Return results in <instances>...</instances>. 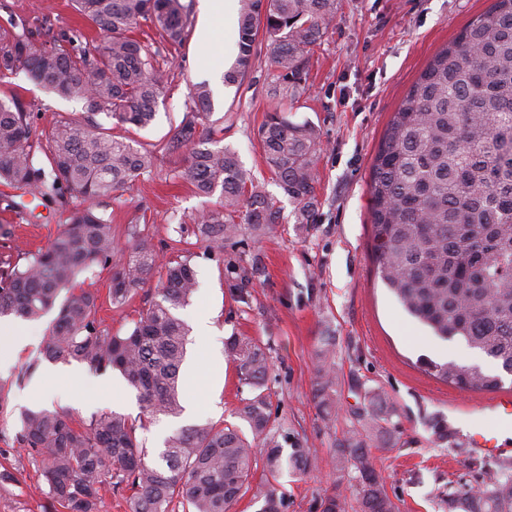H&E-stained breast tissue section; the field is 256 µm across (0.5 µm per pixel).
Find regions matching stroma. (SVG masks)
Segmentation results:
<instances>
[{"instance_id": "1", "label": "stroma", "mask_w": 512, "mask_h": 512, "mask_svg": "<svg viewBox=\"0 0 512 512\" xmlns=\"http://www.w3.org/2000/svg\"><path fill=\"white\" fill-rule=\"evenodd\" d=\"M490 5L491 0H338L335 20L307 55L306 91L290 104V120L311 124L322 141L314 222L307 229H297L295 206L268 172L257 136L275 106L266 94L271 67L265 36L256 40L245 78L211 99L210 126L223 129L225 145L262 184L281 220L260 243L224 246L225 259L261 257L249 303L238 302L223 261L194 258L198 285L180 316L191 325L198 313H207L215 333L207 339L190 336L180 373H195L196 381L181 383L180 401L189 404L200 399L203 389H211L199 421L235 422L250 391L240 387L236 367L224 355V340L236 333L264 344L272 364L267 387L274 428L287 434L288 447L309 449L317 463L304 474L289 469L281 474L287 512H322L324 496L335 490L355 503L354 470L333 469L332 460L339 442L354 430L355 413L371 389L383 393L398 411L392 440L373 441L371 456L399 512H448L449 493L479 487L488 469L512 466V438L502 439L499 457L466 443L472 432L499 436L503 423L488 406L498 393L512 394V377L505 378L498 393L462 391L419 368L422 356L437 361L449 356L479 366L486 359L465 345L435 339L381 281L373 261L369 194L373 159L393 113L430 58ZM13 17L46 19L56 30L79 22L70 0H0V26ZM199 17V11H192L189 35L180 45L161 40L150 22H142L137 36L156 53L168 78L167 93L147 128L103 122L107 133L127 136L142 149L159 153L152 177L120 191L110 206L114 235L126 241L128 225H139L166 253L179 237L180 218L213 207L215 200L197 194L182 178L186 150L165 153L160 146L189 109L191 90L206 80L209 62L198 52L201 39L222 48L227 63H234L238 54V18L206 31ZM0 98L15 99L39 131L62 121L81 124L87 117L82 101L47 93L23 74L0 78ZM65 218L51 203L39 205L35 216L26 215L14 208L12 189L0 185V269L23 263L26 250L45 246ZM84 277L98 291L99 319L115 333L132 327L156 286L148 281L125 305L115 307L107 272L96 268ZM53 319L49 313L20 321L31 343L0 373V385L9 391L7 409L0 411V512H49V500L38 488L40 464L16 439L18 415L25 408L20 401L25 385L17 376L38 357ZM328 335L336 339V415L330 420L313 399L316 352ZM127 395L124 402L107 396L86 406L56 399L48 406L65 408L80 420L104 411L137 418V393L131 389ZM439 422L447 426V437H439Z\"/></svg>"}]
</instances>
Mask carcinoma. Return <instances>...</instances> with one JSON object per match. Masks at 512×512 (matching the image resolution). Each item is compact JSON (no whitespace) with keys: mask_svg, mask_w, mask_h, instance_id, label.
<instances>
[{"mask_svg":"<svg viewBox=\"0 0 512 512\" xmlns=\"http://www.w3.org/2000/svg\"><path fill=\"white\" fill-rule=\"evenodd\" d=\"M337 0H241L238 56L224 82L249 70L259 32L270 46L271 98L302 95L306 55L336 18ZM76 11L100 34L88 42L82 30L62 29L46 46L51 28L13 20L0 27V75L27 73L45 91L84 102L83 126L60 123L35 133L29 114L0 99V184L69 210L49 245L29 252L25 265L0 272V318L34 319L63 298L41 350L48 360H75L94 372L119 371L143 403L135 420L101 412L78 421L65 410H24L18 440L34 452L52 505L67 512H102L105 495L126 491L127 512H230L262 465L259 512H285L278 488L284 469L314 467L307 448L282 447L272 421L266 385L267 348L248 336L226 338L227 357L250 389L238 418L249 428L222 422L194 423L168 436L149 457L138 431L161 417L181 414L180 369L188 326L178 316L197 281L194 253L160 256L149 234L134 224L122 245L112 218L101 210L112 193L149 177L158 155L126 138L109 135L95 116L146 127L163 96L159 62L131 33L149 20L160 36L182 44L190 5L183 0H73ZM165 150L184 148L182 176L198 194L218 196L214 207L190 218L192 235L224 255V243L261 241L276 230L280 211L243 170L238 156L206 127L209 92L197 86ZM271 176L296 204V222L314 221L316 129L276 107L258 132ZM43 155L48 165L38 156ZM373 257L377 271L403 308L445 341L461 340L512 375V0H493L432 57L399 105L380 143L369 184ZM241 221H236V218ZM95 267L110 274L109 296L126 303L165 270L157 297L139 312L132 329L112 333L97 319L98 295L78 285ZM237 299L248 303L261 273L253 256L227 262ZM334 343L325 337L316 353L317 405L327 420L336 414ZM429 375L462 390L494 391L503 379L476 365L423 360ZM396 408L380 392L368 396L362 429L337 450L335 468L351 467L359 480L360 512H397L377 472L367 440L395 429ZM450 512H512V477L498 469L480 490L448 497ZM332 493L323 512H347Z\"/></svg>","mask_w":512,"mask_h":512,"instance_id":"cac0c4a2","label":"carcinoma"}]
</instances>
